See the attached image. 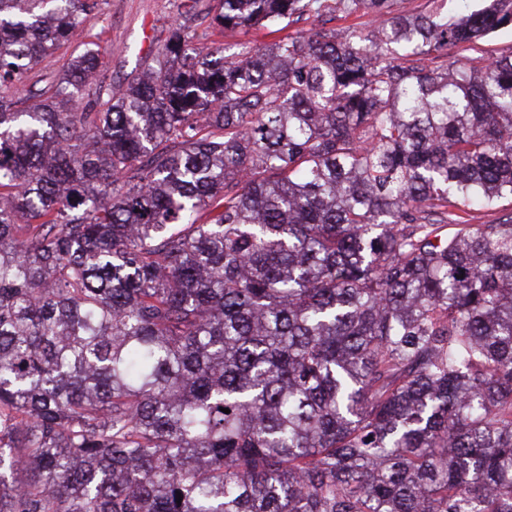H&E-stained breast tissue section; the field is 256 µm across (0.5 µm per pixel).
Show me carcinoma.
Wrapping results in <instances>:
<instances>
[{"label":"carcinoma","mask_w":512,"mask_h":512,"mask_svg":"<svg viewBox=\"0 0 512 512\" xmlns=\"http://www.w3.org/2000/svg\"><path fill=\"white\" fill-rule=\"evenodd\" d=\"M436 2L214 0L276 40L29 110L99 0H0V512H512V0ZM479 47L484 53L493 56H511L512 28H502L495 31Z\"/></svg>","instance_id":"cac0c4a2"}]
</instances>
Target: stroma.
Wrapping results in <instances>:
<instances>
[{"label": "stroma", "mask_w": 512, "mask_h": 512, "mask_svg": "<svg viewBox=\"0 0 512 512\" xmlns=\"http://www.w3.org/2000/svg\"><path fill=\"white\" fill-rule=\"evenodd\" d=\"M179 0H102L86 16L80 34L44 58L32 79L55 75L72 54L85 45L103 48L101 74L111 83L125 82L130 73L152 61L178 18Z\"/></svg>", "instance_id": "obj_1"}]
</instances>
